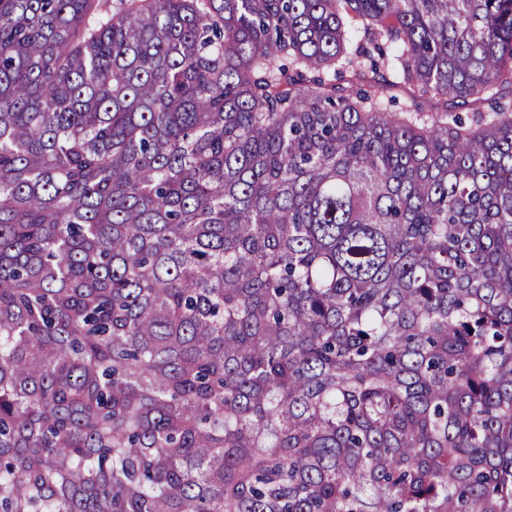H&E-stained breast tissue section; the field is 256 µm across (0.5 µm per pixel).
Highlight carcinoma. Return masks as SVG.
<instances>
[{"label":"carcinoma","instance_id":"obj_1","mask_svg":"<svg viewBox=\"0 0 512 512\" xmlns=\"http://www.w3.org/2000/svg\"><path fill=\"white\" fill-rule=\"evenodd\" d=\"M0 512H512V0H0Z\"/></svg>","mask_w":512,"mask_h":512}]
</instances>
